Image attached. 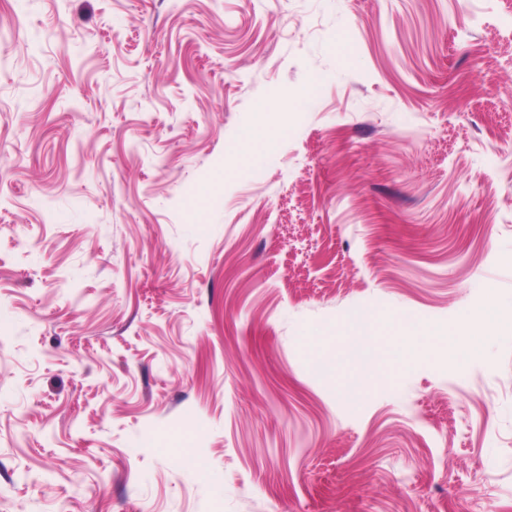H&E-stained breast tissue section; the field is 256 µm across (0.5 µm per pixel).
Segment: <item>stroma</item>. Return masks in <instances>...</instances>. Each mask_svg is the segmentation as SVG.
<instances>
[{
  "label": "stroma",
  "instance_id": "obj_1",
  "mask_svg": "<svg viewBox=\"0 0 512 512\" xmlns=\"http://www.w3.org/2000/svg\"><path fill=\"white\" fill-rule=\"evenodd\" d=\"M488 305L512 0H0V512H512ZM246 140L253 148L265 152H272L276 144L275 140L268 133L266 118L250 129Z\"/></svg>",
  "mask_w": 512,
  "mask_h": 512
}]
</instances>
